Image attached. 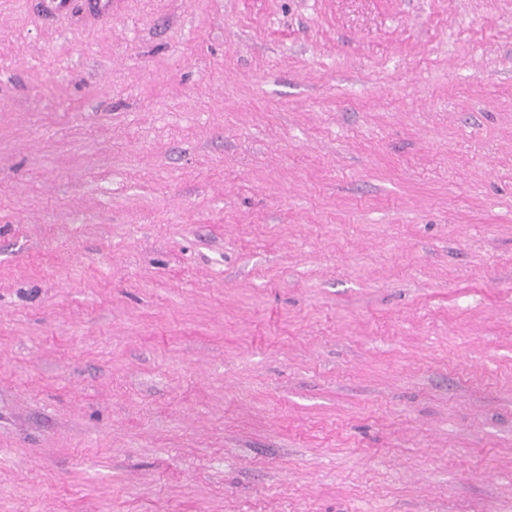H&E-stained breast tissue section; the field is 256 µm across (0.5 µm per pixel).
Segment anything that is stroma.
I'll return each mask as SVG.
<instances>
[{
  "mask_svg": "<svg viewBox=\"0 0 512 512\" xmlns=\"http://www.w3.org/2000/svg\"><path fill=\"white\" fill-rule=\"evenodd\" d=\"M0 0V512H512V0Z\"/></svg>",
  "mask_w": 512,
  "mask_h": 512,
  "instance_id": "1",
  "label": "stroma"
}]
</instances>
